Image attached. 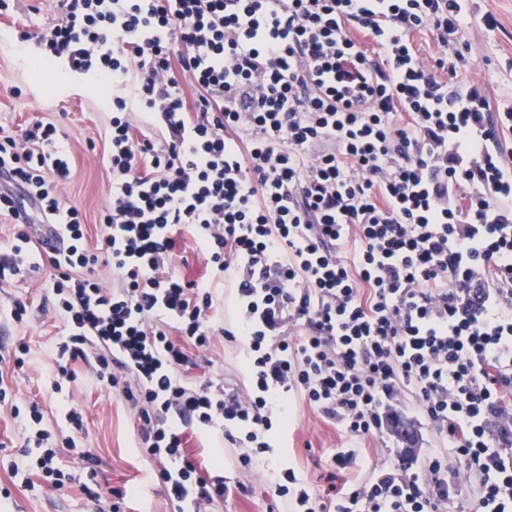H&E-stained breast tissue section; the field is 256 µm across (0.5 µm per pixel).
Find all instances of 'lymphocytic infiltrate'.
Wrapping results in <instances>:
<instances>
[{"label": "lymphocytic infiltrate", "instance_id": "f902f5d3", "mask_svg": "<svg viewBox=\"0 0 512 512\" xmlns=\"http://www.w3.org/2000/svg\"><path fill=\"white\" fill-rule=\"evenodd\" d=\"M59 2L46 62L112 85L102 231L87 245L62 196L68 148L50 122L21 146L0 136V212L29 205L48 224L57 355L93 356L135 409L176 512L232 492L186 456L188 428L248 443L239 463L260 468L290 396L358 440L403 404L440 445L344 481L362 452L337 451L324 489L289 465L270 479L288 512H512V108L492 110L478 82L449 89L444 59L411 41L453 47L462 0ZM183 234L208 279L179 275ZM219 284L229 328L211 314ZM217 335L241 345L248 393L182 375Z\"/></svg>", "mask_w": 512, "mask_h": 512}]
</instances>
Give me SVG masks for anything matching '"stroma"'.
<instances>
[{"instance_id": "35a3bbf8", "label": "stroma", "mask_w": 512, "mask_h": 512, "mask_svg": "<svg viewBox=\"0 0 512 512\" xmlns=\"http://www.w3.org/2000/svg\"><path fill=\"white\" fill-rule=\"evenodd\" d=\"M12 13H0V131L21 138L25 128L37 121L53 122L59 137L70 148V179L64 197L79 208L88 243L101 233L100 218L106 205L111 174L102 163L105 132L110 114L103 108L93 76L64 66L41 71L34 67L42 51L36 38L58 18L55 0H11ZM467 29L456 51L441 54L431 33H415L414 42L426 62L445 57V69L454 82L472 80L485 84L493 105L512 107V0H466ZM29 39L18 43L20 31ZM54 271L48 265H22L18 275L0 280V385L20 407L18 417L0 415V512H94L85 488L121 489L126 496L121 512H173L164 486L153 478V465L135 446L133 410L111 388L97 384L89 363L76 359L68 364L75 379L54 385L55 346L61 336L60 322L47 318L55 296ZM24 304L23 322L12 320L15 304ZM26 340L31 351L24 366H15L14 349ZM192 377H214L240 391L248 376L238 346L214 337L208 350L199 352ZM42 408L43 429L48 438L42 448L27 447L33 432L30 403ZM83 415L81 429H73L68 410ZM416 443L406 447L401 438L384 433L383 446L365 440V447H378L394 465L404 464L410 454H423L435 444L432 431L414 428ZM277 465L296 462L312 484L325 483L327 470L315 467L336 449L349 446V439L334 423L302 402H295L288 429H274ZM55 453L54 466L63 486L55 490L41 485L37 461L43 449ZM92 451L96 464L83 454ZM215 433H196L187 438V455L240 484V491L215 501L210 512H284L283 500L273 497L264 472L240 466L245 452Z\"/></svg>"}]
</instances>
